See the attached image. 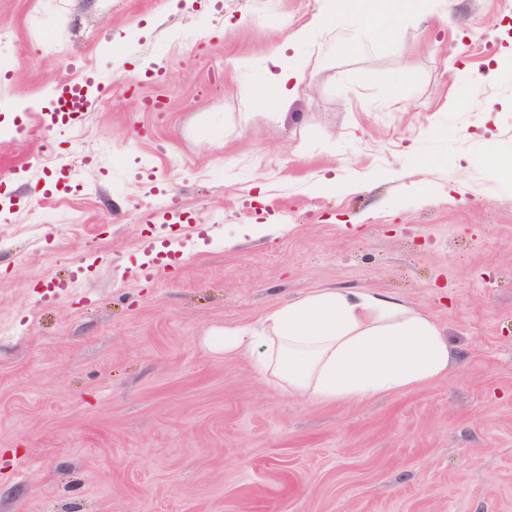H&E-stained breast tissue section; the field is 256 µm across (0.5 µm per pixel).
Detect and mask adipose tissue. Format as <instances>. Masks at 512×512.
<instances>
[{"label": "adipose tissue", "mask_w": 512, "mask_h": 512, "mask_svg": "<svg viewBox=\"0 0 512 512\" xmlns=\"http://www.w3.org/2000/svg\"><path fill=\"white\" fill-rule=\"evenodd\" d=\"M250 345L256 372L309 401L369 399L440 378L451 349L432 319L390 296L323 288L266 315L261 329L224 331Z\"/></svg>", "instance_id": "ef3b65f1"}]
</instances>
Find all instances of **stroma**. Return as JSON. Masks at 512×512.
Returning <instances> with one entry per match:
<instances>
[{
    "mask_svg": "<svg viewBox=\"0 0 512 512\" xmlns=\"http://www.w3.org/2000/svg\"><path fill=\"white\" fill-rule=\"evenodd\" d=\"M169 2L0 0V512H512V0ZM326 287L429 315L447 373L311 403L225 352ZM271 64L273 68L270 71V75L272 84L275 87L274 93L279 99L288 98L289 100L294 96L298 85L305 79L304 74L297 68L283 69L278 57H273ZM97 82L94 76H85L78 81H64L55 89L54 107L46 118L52 126L65 125L74 115L90 112L98 100V96L89 93V88ZM66 100L72 104L70 112H60L58 104Z\"/></svg>",
    "mask_w": 512,
    "mask_h": 512,
    "instance_id": "35a3bbf8",
    "label": "stroma"
}]
</instances>
